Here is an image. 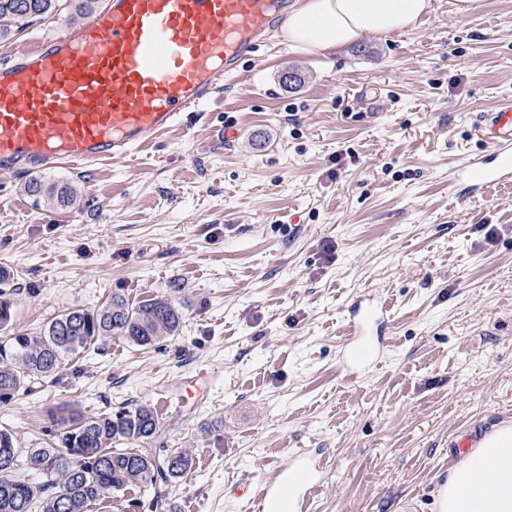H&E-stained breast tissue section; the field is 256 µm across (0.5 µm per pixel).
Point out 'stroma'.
<instances>
[{"label": "stroma", "mask_w": 512, "mask_h": 512, "mask_svg": "<svg viewBox=\"0 0 512 512\" xmlns=\"http://www.w3.org/2000/svg\"><path fill=\"white\" fill-rule=\"evenodd\" d=\"M220 85L137 157L0 172L13 328L115 294L184 317L151 347L101 337L0 403V429L30 448L55 433L47 410L151 407L153 455L187 452L190 473L88 512H252L233 486L299 449L327 464L315 512H438L459 438L512 424V187L463 198L450 181L490 151L482 113L512 98V0H432L414 28L329 58L274 33ZM362 295L387 326L355 376L342 349Z\"/></svg>", "instance_id": "1"}]
</instances>
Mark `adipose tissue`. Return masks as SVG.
Listing matches in <instances>:
<instances>
[{
	"mask_svg": "<svg viewBox=\"0 0 512 512\" xmlns=\"http://www.w3.org/2000/svg\"><path fill=\"white\" fill-rule=\"evenodd\" d=\"M431 0H299L283 37L290 48L336 54L367 33L414 27ZM439 512H512V424H502L463 458L439 490Z\"/></svg>",
	"mask_w": 512,
	"mask_h": 512,
	"instance_id": "1",
	"label": "adipose tissue"
}]
</instances>
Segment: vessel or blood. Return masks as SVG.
<instances>
[{"label":"vessel or blood","instance_id":"vessel-or-blood-1","mask_svg":"<svg viewBox=\"0 0 512 512\" xmlns=\"http://www.w3.org/2000/svg\"><path fill=\"white\" fill-rule=\"evenodd\" d=\"M288 7V0H102L82 25H54L0 62V170L133 157L213 101L218 76L239 74ZM476 132L491 156L456 169L454 184L482 192L511 183L512 100L483 115ZM382 312L376 298L354 304L348 371L372 359L368 323ZM323 470L310 451H293L260 490L240 493L255 496L256 512H311Z\"/></svg>","mask_w":512,"mask_h":512}]
</instances>
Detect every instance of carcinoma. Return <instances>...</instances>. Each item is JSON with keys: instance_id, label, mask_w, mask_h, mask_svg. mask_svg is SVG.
Masks as SVG:
<instances>
[{"instance_id": "1", "label": "carcinoma", "mask_w": 512, "mask_h": 512, "mask_svg": "<svg viewBox=\"0 0 512 512\" xmlns=\"http://www.w3.org/2000/svg\"><path fill=\"white\" fill-rule=\"evenodd\" d=\"M97 0H0V37L34 18L69 10L90 15ZM11 304L0 301V403L10 401L28 381L50 377L63 361L88 349L102 336L122 338L141 347L169 339L179 330L182 312L167 298H148L136 305L114 295L96 311L71 308L53 317L36 334L10 328ZM63 432L47 447L29 448L24 461L11 433L0 430V512H87L88 506L132 486L155 488L184 478L190 455L175 451L157 460L149 444L158 433L154 410L96 417L52 418ZM37 472L31 482L20 465Z\"/></svg>"}]
</instances>
